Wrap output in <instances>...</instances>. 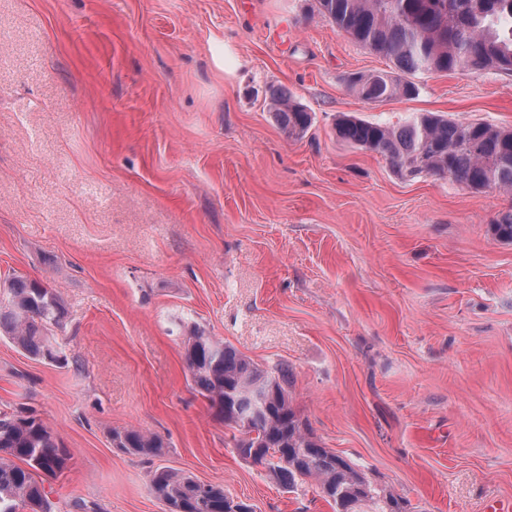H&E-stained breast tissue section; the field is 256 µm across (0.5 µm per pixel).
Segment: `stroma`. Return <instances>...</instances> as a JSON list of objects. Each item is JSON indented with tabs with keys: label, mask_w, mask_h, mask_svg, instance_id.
<instances>
[{
	"label": "stroma",
	"mask_w": 512,
	"mask_h": 512,
	"mask_svg": "<svg viewBox=\"0 0 512 512\" xmlns=\"http://www.w3.org/2000/svg\"><path fill=\"white\" fill-rule=\"evenodd\" d=\"M389 67L316 0H0V282L47 281L69 312L68 366L0 337V410L36 409L69 448L54 512H165L160 465L253 512H333L236 454L185 369L192 324L282 366L313 436L407 512L512 503V243L491 232L512 193L400 176L335 127L512 129V76L418 73L384 102L347 86ZM116 427L164 455L114 448ZM271 100L273 112L288 136H304L312 123L311 114L307 109L290 93H274ZM112 444L123 452L134 456L161 457L164 440L155 434H150L132 427H116L112 430Z\"/></svg>",
	"instance_id": "stroma-1"
}]
</instances>
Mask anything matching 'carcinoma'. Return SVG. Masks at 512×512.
<instances>
[{
  "label": "carcinoma",
  "mask_w": 512,
  "mask_h": 512,
  "mask_svg": "<svg viewBox=\"0 0 512 512\" xmlns=\"http://www.w3.org/2000/svg\"><path fill=\"white\" fill-rule=\"evenodd\" d=\"M319 16L356 43L388 59L395 70L348 77L365 101L411 98L417 72L495 70L512 76V0H317ZM272 108L282 129L302 137L311 114L292 94L275 93ZM337 136L384 157L394 171L446 177L463 187L512 192V129L486 122L457 123L421 113L399 126L341 116ZM494 237L512 242V211L491 226ZM65 307L50 285L14 276L0 286V335L35 358L67 362L52 342L50 327L61 325ZM183 360L193 389L214 418L240 433L237 455L262 465L290 492L315 482L335 512H403L390 491L372 485L349 459L323 447L294 408L282 368H264L223 340L192 327L183 341ZM112 444L134 456L160 457L166 443L132 427L112 429ZM71 460L36 411L0 412V512H52L45 479ZM150 487L166 512H226L224 488L183 471L159 466Z\"/></svg>",
  "instance_id": "1"
}]
</instances>
